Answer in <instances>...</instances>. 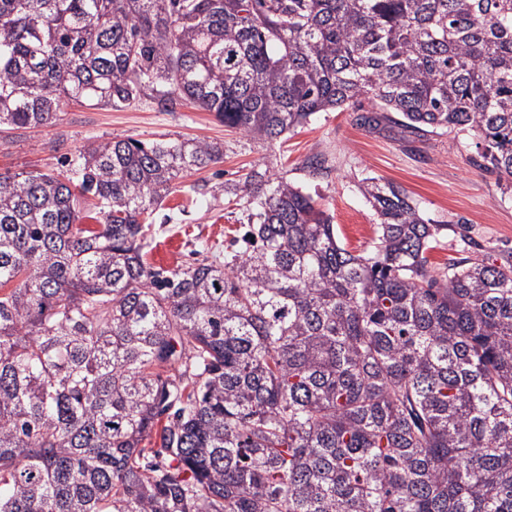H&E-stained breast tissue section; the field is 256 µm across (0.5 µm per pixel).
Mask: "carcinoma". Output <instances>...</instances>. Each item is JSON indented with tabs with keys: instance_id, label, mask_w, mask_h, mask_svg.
Masks as SVG:
<instances>
[{
	"instance_id": "obj_1",
	"label": "carcinoma",
	"mask_w": 512,
	"mask_h": 512,
	"mask_svg": "<svg viewBox=\"0 0 512 512\" xmlns=\"http://www.w3.org/2000/svg\"><path fill=\"white\" fill-rule=\"evenodd\" d=\"M145 97L267 142L366 100L472 136L505 195L512 0H0V125ZM223 158L114 137L0 173V512H512V266L431 267L374 179L354 255L257 168L224 187L241 250L155 267L156 208Z\"/></svg>"
}]
</instances>
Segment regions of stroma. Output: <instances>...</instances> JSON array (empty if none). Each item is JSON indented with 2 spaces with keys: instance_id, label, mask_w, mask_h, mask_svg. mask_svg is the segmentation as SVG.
Masks as SVG:
<instances>
[{
  "instance_id": "stroma-1",
  "label": "stroma",
  "mask_w": 512,
  "mask_h": 512,
  "mask_svg": "<svg viewBox=\"0 0 512 512\" xmlns=\"http://www.w3.org/2000/svg\"><path fill=\"white\" fill-rule=\"evenodd\" d=\"M112 137L149 141L196 138L224 145L223 161L187 173L157 208L152 227L154 266L173 269L240 245L248 222L242 202L225 194L262 167L286 176L318 200L331 216L346 249L369 254L378 219L361 192L365 179L405 190L434 227L428 253L432 267L491 259L512 265V197L494 175L475 168L471 136L423 138L393 124H360L353 108L322 112L311 122L268 143L225 127L213 113L182 103L159 109L148 99L121 109L65 106L56 125L0 129V173L61 169L65 159L94 140ZM324 169L313 173V158Z\"/></svg>"
}]
</instances>
